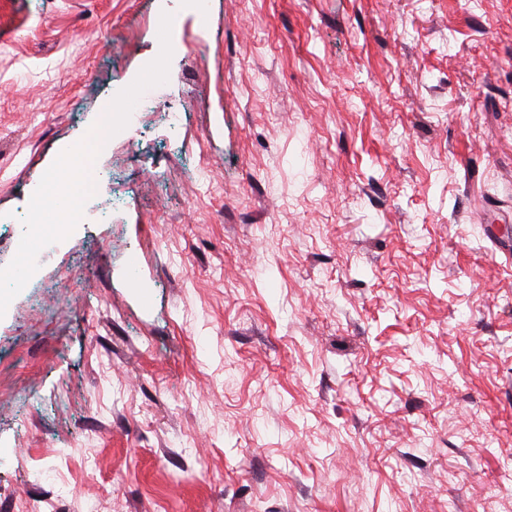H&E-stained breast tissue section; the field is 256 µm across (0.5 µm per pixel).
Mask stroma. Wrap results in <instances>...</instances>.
<instances>
[{
	"label": "stroma",
	"mask_w": 512,
	"mask_h": 512,
	"mask_svg": "<svg viewBox=\"0 0 512 512\" xmlns=\"http://www.w3.org/2000/svg\"><path fill=\"white\" fill-rule=\"evenodd\" d=\"M209 16L0 0V211L118 204L0 307V512H512V0ZM77 206L78 198L70 195L63 185L48 187L43 193L32 199L31 213L39 218L52 215L63 203Z\"/></svg>",
	"instance_id": "1"
}]
</instances>
